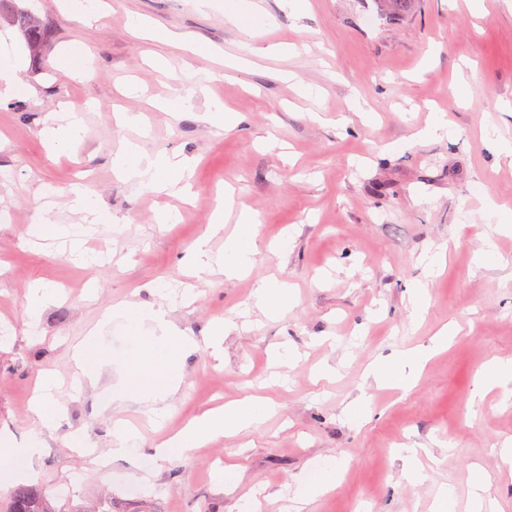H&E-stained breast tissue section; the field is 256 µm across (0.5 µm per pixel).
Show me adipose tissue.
I'll return each instance as SVG.
<instances>
[{
    "mask_svg": "<svg viewBox=\"0 0 512 512\" xmlns=\"http://www.w3.org/2000/svg\"><path fill=\"white\" fill-rule=\"evenodd\" d=\"M187 169L185 161L175 157L143 162L138 144L132 141L124 142L112 157V170L117 177L150 192L175 188L184 180ZM256 227V215L250 210H241L236 231L226 239L223 254L212 256L208 237H204L191 248L188 264L202 272L211 266H219L229 278L247 274L256 250ZM117 315L131 329L121 355L113 354L111 345L100 330H91L74 347V386L96 383L102 370L114 365L120 371V386L113 392V400L159 405L178 392L182 380V361L187 353L203 345L211 348L213 355L222 353L224 325H216L210 336L201 343L174 329L166 320L163 308L128 304L119 309ZM455 335L454 328L445 327L435 336L430 349L415 348L402 352L393 360L372 365L368 374L378 385L408 389L413 378L406 375V366L422 367L431 351L447 347ZM59 386L60 382L53 371H42L33 398L35 428L32 440L25 448H14L0 442V477L20 482L33 480V473L19 468L17 461L37 453L44 433L57 432L64 415V408L55 396ZM272 411L269 402L250 394L244 395L230 405L202 413L180 432L157 445L148 461L158 466L217 436L260 428ZM61 441L64 447L85 457L88 465L97 471L106 467L109 459H137L141 456L139 432L120 424L114 427L111 448L100 454L81 434L72 432L62 435Z\"/></svg>",
    "mask_w": 512,
    "mask_h": 512,
    "instance_id": "obj_1",
    "label": "adipose tissue"
}]
</instances>
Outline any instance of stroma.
<instances>
[{
	"label": "stroma",
	"mask_w": 512,
	"mask_h": 512,
	"mask_svg": "<svg viewBox=\"0 0 512 512\" xmlns=\"http://www.w3.org/2000/svg\"><path fill=\"white\" fill-rule=\"evenodd\" d=\"M241 0H101V20L81 25L63 0H25L50 31L41 52L27 54L15 96L0 105V439L27 447L30 401L41 370L70 376L72 347L104 314L126 303L159 304L152 286L166 284L188 300L166 309L179 331L208 336L229 323L224 356L188 355L170 411L155 424L147 407L111 401L118 373L104 369L96 386L61 395L62 431H78L97 450L109 448L116 421L139 429L144 454L203 411L249 393L275 405L259 430L194 448L157 468L113 461L88 471L56 439H44L27 465L55 512H71L111 495L113 512H284L298 480L315 483L338 466L336 486L307 512H434L441 488L455 512H469L476 469L492 477L497 512H512V472L499 450L512 438V399L480 390L489 360H512V161L497 142L512 141V0H416L398 17L375 0H309L301 9L258 0L265 25L250 37L228 12ZM166 31L170 40L147 38ZM214 51L215 78L193 76L196 42ZM81 43L90 74L64 73L61 55ZM276 44L300 46L276 55ZM142 89L127 97L122 88ZM314 96H298V83ZM464 84V96L454 88ZM189 97L194 109L171 117L156 100ZM239 113L225 131L206 119L213 101ZM77 109L84 140L49 153L40 136L47 120ZM142 113L147 135L121 129L115 112ZM448 125L418 132L434 113ZM126 140L145 158L179 156L191 164L195 194L184 201L146 194L112 172ZM85 173L99 204L119 226L89 224L69 195ZM234 203L222 253L239 208L255 212L258 251L248 276L193 275L186 256L212 222L225 188ZM75 225L109 261L83 266L59 242L29 236L45 207ZM179 213L161 225V210ZM275 278L295 292L292 306L267 316L251 304L257 282ZM65 298L27 320L31 285ZM424 285L426 311L413 295ZM458 335L432 356L406 392L377 387L370 364L430 345L448 324ZM336 371L321 378L322 369ZM365 404L368 418L348 410ZM419 449L417 461L406 451ZM235 467L227 489L215 462ZM421 467V481L411 472ZM82 479L66 492L68 475Z\"/></svg>",
	"instance_id": "obj_1"
}]
</instances>
